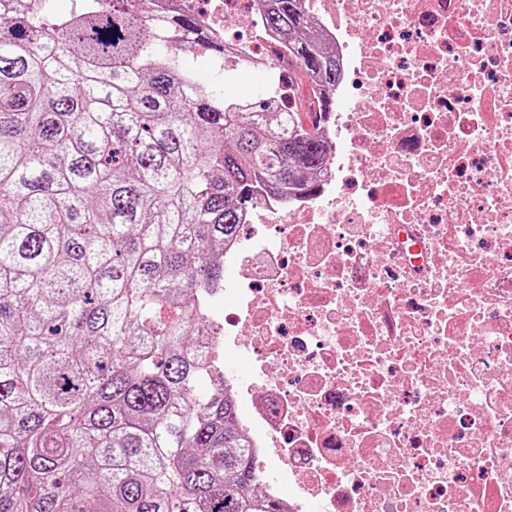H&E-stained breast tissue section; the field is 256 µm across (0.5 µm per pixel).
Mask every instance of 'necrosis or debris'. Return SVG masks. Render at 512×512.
Returning a JSON list of instances; mask_svg holds the SVG:
<instances>
[{
  "label": "necrosis or debris",
  "instance_id": "1",
  "mask_svg": "<svg viewBox=\"0 0 512 512\" xmlns=\"http://www.w3.org/2000/svg\"><path fill=\"white\" fill-rule=\"evenodd\" d=\"M342 61L311 196L226 241L223 388L280 512H512V0H304ZM229 59L287 65L269 32Z\"/></svg>",
  "mask_w": 512,
  "mask_h": 512
}]
</instances>
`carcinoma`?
Here are the masks:
<instances>
[{
    "label": "carcinoma",
    "instance_id": "1",
    "mask_svg": "<svg viewBox=\"0 0 512 512\" xmlns=\"http://www.w3.org/2000/svg\"><path fill=\"white\" fill-rule=\"evenodd\" d=\"M260 24L329 111L341 64L302 0ZM199 27L130 0L0 15V512H278L194 331L243 212L326 153L318 116L199 82Z\"/></svg>",
    "mask_w": 512,
    "mask_h": 512
}]
</instances>
